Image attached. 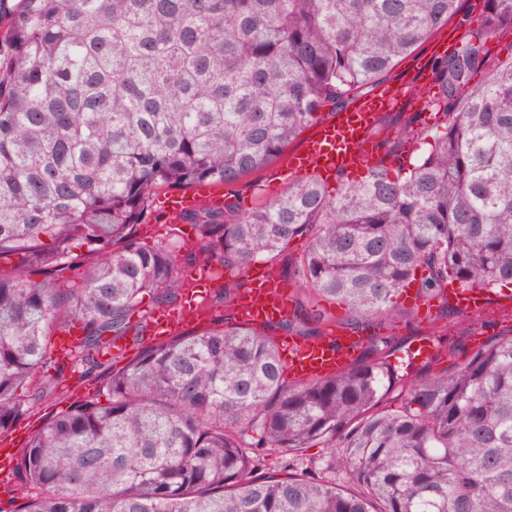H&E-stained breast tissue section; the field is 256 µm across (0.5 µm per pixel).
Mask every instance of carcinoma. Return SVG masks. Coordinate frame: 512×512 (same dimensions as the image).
Returning a JSON list of instances; mask_svg holds the SVG:
<instances>
[{
	"label": "carcinoma",
	"mask_w": 512,
	"mask_h": 512,
	"mask_svg": "<svg viewBox=\"0 0 512 512\" xmlns=\"http://www.w3.org/2000/svg\"><path fill=\"white\" fill-rule=\"evenodd\" d=\"M461 0H0V434L58 399L53 336L110 369L19 450L13 512H512V335L419 378L389 361L380 322L448 284L512 287V0L436 58L425 149L329 186L291 181L247 212L195 209L178 236L137 235L165 186L233 184L268 165L327 106H347L458 14ZM307 247L294 311L273 328L367 334L349 369L288 381L274 337L238 321L240 278ZM90 262L67 285L75 249ZM227 275L222 328L146 343L183 299L186 264ZM41 279H36V276ZM344 305L338 321L322 305ZM125 340L130 358L106 361ZM38 386L24 390L35 374ZM400 384V405H381ZM322 440L328 476L266 461ZM342 472L349 486L336 483Z\"/></svg>",
	"instance_id": "carcinoma-1"
}]
</instances>
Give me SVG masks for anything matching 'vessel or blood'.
I'll return each instance as SVG.
<instances>
[{"label":"vessel or blood","mask_w":512,"mask_h":512,"mask_svg":"<svg viewBox=\"0 0 512 512\" xmlns=\"http://www.w3.org/2000/svg\"><path fill=\"white\" fill-rule=\"evenodd\" d=\"M407 95L403 86H380L356 100L350 107L316 121L303 149L292 153L286 167L279 170L281 183H288L310 172L328 178L340 172L376 165L369 133L376 125L380 113L391 110ZM203 202L216 209L223 207L224 197L219 184L199 183L191 190L173 191L159 200L163 211L174 221ZM246 276L250 288L236 301L237 317L255 327L287 318L288 291L278 278L271 275L267 268L259 266L250 268ZM448 292L460 311L470 316L483 313L490 305V293L482 288L462 289L452 286ZM187 325L185 312L176 308L157 310L151 316V332L158 342L179 335ZM288 347V370L293 378L311 381L348 368L360 356L363 342L345 329L336 328L317 339L291 340Z\"/></svg>","instance_id":"b4317fda"}]
</instances>
